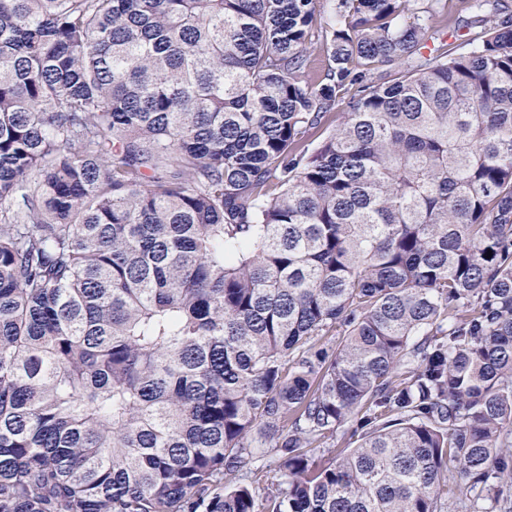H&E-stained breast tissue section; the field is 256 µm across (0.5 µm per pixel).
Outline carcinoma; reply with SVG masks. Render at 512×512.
<instances>
[{"instance_id": "obj_1", "label": "carcinoma", "mask_w": 512, "mask_h": 512, "mask_svg": "<svg viewBox=\"0 0 512 512\" xmlns=\"http://www.w3.org/2000/svg\"><path fill=\"white\" fill-rule=\"evenodd\" d=\"M315 2L0 0V512H497L512 12ZM469 493L464 487L463 481L455 471L448 472V511L467 512L466 506Z\"/></svg>"}]
</instances>
